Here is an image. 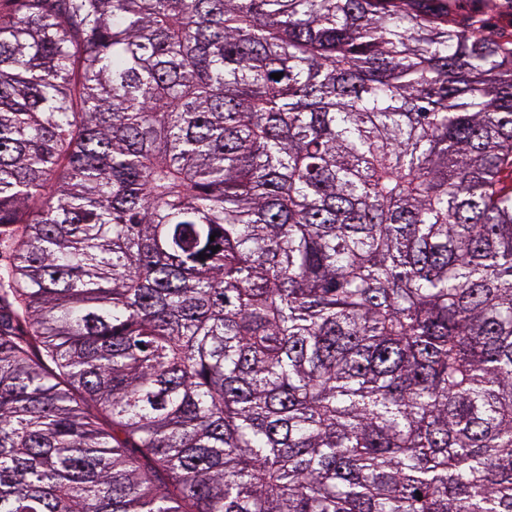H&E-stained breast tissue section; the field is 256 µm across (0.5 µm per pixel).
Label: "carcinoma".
<instances>
[{"label": "carcinoma", "instance_id": "obj_1", "mask_svg": "<svg viewBox=\"0 0 512 512\" xmlns=\"http://www.w3.org/2000/svg\"><path fill=\"white\" fill-rule=\"evenodd\" d=\"M441 2L0 0V512H512V46Z\"/></svg>", "mask_w": 512, "mask_h": 512}]
</instances>
